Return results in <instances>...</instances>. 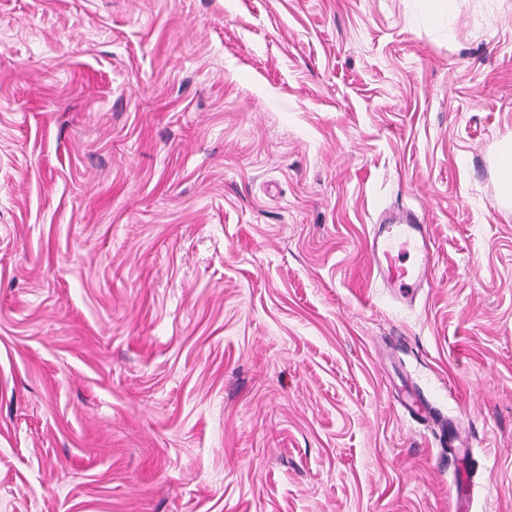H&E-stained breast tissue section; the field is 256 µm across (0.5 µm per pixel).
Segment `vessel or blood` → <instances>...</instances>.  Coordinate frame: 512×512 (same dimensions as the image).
Returning <instances> with one entry per match:
<instances>
[{"label": "vessel or blood", "instance_id": "1", "mask_svg": "<svg viewBox=\"0 0 512 512\" xmlns=\"http://www.w3.org/2000/svg\"><path fill=\"white\" fill-rule=\"evenodd\" d=\"M432 242L428 227L417 219L383 224L373 237L371 258L381 281L410 292L418 288L430 270ZM455 512H469L470 482L457 472L452 482Z\"/></svg>", "mask_w": 512, "mask_h": 512}]
</instances>
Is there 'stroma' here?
Masks as SVG:
<instances>
[{
    "label": "stroma",
    "mask_w": 512,
    "mask_h": 512,
    "mask_svg": "<svg viewBox=\"0 0 512 512\" xmlns=\"http://www.w3.org/2000/svg\"><path fill=\"white\" fill-rule=\"evenodd\" d=\"M508 137L512 0H0V512H512ZM497 203L503 208L512 206V141H503L499 151ZM431 249L427 224L412 217L403 223L380 224L373 237L371 258L381 281L391 288H399L401 296L406 298L426 280ZM410 250L418 259L415 264L405 265V254ZM452 496L455 502V512H469L467 503L470 497V482L466 472L459 471L452 482Z\"/></svg>",
    "instance_id": "1"
}]
</instances>
